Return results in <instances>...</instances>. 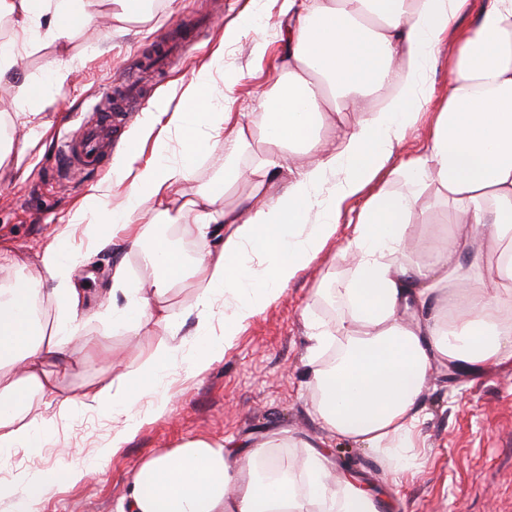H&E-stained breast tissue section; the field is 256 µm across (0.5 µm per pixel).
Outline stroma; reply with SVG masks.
<instances>
[{
	"label": "stroma",
	"mask_w": 512,
	"mask_h": 512,
	"mask_svg": "<svg viewBox=\"0 0 512 512\" xmlns=\"http://www.w3.org/2000/svg\"><path fill=\"white\" fill-rule=\"evenodd\" d=\"M283 4L284 0H164L162 9L150 13L145 22L129 23L127 31L108 35L95 27L79 29L69 44L79 67L60 90L52 87L48 71L55 46L37 44L24 55L22 75L47 84L48 90L45 101L35 106L32 124L14 123L9 116L0 119L11 137L27 145L19 163L0 167V242L32 258L31 270L36 274L41 271L35 263L37 254L59 229H68L72 246L85 254L73 275L81 290L84 335L69 344L76 363L61 382L63 395L81 394L90 384L137 367L164 336L162 326L153 319L133 333L113 330L103 313L125 303L122 295L112 292L116 263H123L136 279H146L147 272L139 252L122 240L103 246L85 234L86 225L101 220L96 209L100 193H107L110 210L127 214L128 184L117 178L113 167L126 154L125 139L139 127L145 111L162 104L176 106L178 91L191 85L218 50L224 53V67L213 74L217 111L250 113L257 98L273 90L279 78L275 64L283 52L288 23ZM246 16L252 19L250 31L225 41V29L237 27ZM174 37L184 42L182 54L169 71L151 76L139 111L124 129L123 143L112 149V164L73 179L63 176L57 166L63 132L75 131L89 118L108 85L132 75L146 47ZM456 43V33L449 34L428 72L434 89L429 108L396 146L389 168L425 153ZM364 201L360 195L344 204L335 240L276 302L245 324L223 360L200 374L190 371L187 360L196 328L190 313L196 284L187 276L178 280L162 302L186 340L184 357L166 371L157 391L168 399V412L152 414L150 398H143L134 409L142 427L103 462L99 450L111 440V414L75 411L58 419L55 433L41 447L0 453V484L41 471L98 463L102 471L95 479L57 485L40 512H116L132 471L152 451L176 447L190 438L242 441L278 428L289 440L275 451L282 463L302 456L296 440L323 442L336 478L378 485V497L389 502V512H512V364L476 377H452L447 369L434 368L420 401L424 453L414 475L399 481L387 473L373 451L345 439L328 438L312 412L306 379L313 340L303 311L311 309L326 326H334L335 304L317 300L316 291L336 287L346 274L347 265L334 262L333 256L345 247ZM131 217L133 223L154 225L183 250L187 263H194L210 247L193 224L164 223L147 208ZM411 220L424 238L440 235L448 225L450 213L436 183L423 189ZM87 335L98 341L91 358L83 344Z\"/></svg>",
	"instance_id": "stroma-1"
}]
</instances>
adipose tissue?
<instances>
[{
	"mask_svg": "<svg viewBox=\"0 0 512 512\" xmlns=\"http://www.w3.org/2000/svg\"><path fill=\"white\" fill-rule=\"evenodd\" d=\"M467 3L308 0L299 10L286 0L293 11L287 72L273 93L259 97L254 118L215 111L211 70L223 65L219 53L182 93L178 108L147 112L117 171L129 183L128 210L152 204L173 222L188 214L202 235L221 238L188 268L151 225H93L99 242L123 231L148 271L143 282L116 265L112 288L126 302L112 311L113 328L135 330L188 274L197 285L189 367L199 374L223 358L225 343L325 250L343 202L386 176L395 145L428 103L427 70ZM146 15L144 0H0V20L12 32L0 48V82L12 83L10 96L0 95V113H20L43 94L42 84L16 78L33 44L56 46L49 72L62 85L77 67L68 52L76 28H108ZM384 92L386 105L366 112L364 98ZM159 127L179 132L178 165L141 162L142 143ZM326 129L337 132L339 151L324 149ZM258 137L270 154L294 145L313 159L284 184L269 172L255 175L238 158ZM218 143L221 175L194 200L179 202L177 184ZM401 172L402 190L381 188L367 199L338 255L350 268L334 290L335 330L305 315L317 356L308 380L314 415L329 436L373 450L393 474L419 459L418 404L434 365L483 372L512 363V0H487L474 29L458 39L428 151ZM429 181L440 186L456 218L451 237L422 240L410 220L419 188ZM242 183L250 184V194L225 204ZM67 238L59 230L39 256L57 283L51 329L40 314L44 279L28 274L23 254L0 246V261L14 270L0 283V450L41 447L58 416L96 409L117 423L111 448L100 451L105 460L136 432L140 421L129 408L155 390L182 341L171 318L161 316L166 338L138 369L62 396L60 380L74 365L70 340L95 343L82 334L71 284L83 256L67 247ZM256 262L262 273L254 272ZM226 295L234 304L218 332L213 308ZM281 444L274 431L250 442L243 457L205 439L152 452L133 470L119 512H377L360 484L335 480L320 444L305 443L302 459L285 470L272 454ZM94 475L86 466L48 470L19 486H1L0 498L14 500L17 512H40L53 486Z\"/></svg>",
	"mask_w": 512,
	"mask_h": 512,
	"instance_id": "adipose-tissue-1",
	"label": "adipose tissue"
}]
</instances>
